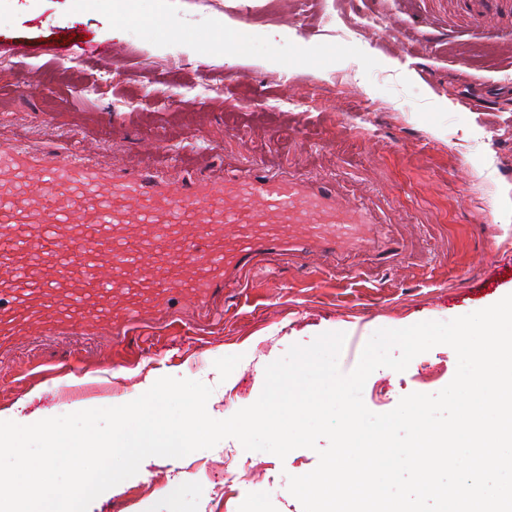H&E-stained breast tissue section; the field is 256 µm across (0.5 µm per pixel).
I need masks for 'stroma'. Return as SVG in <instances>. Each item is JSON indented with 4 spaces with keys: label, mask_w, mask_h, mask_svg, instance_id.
<instances>
[{
    "label": "stroma",
    "mask_w": 512,
    "mask_h": 512,
    "mask_svg": "<svg viewBox=\"0 0 512 512\" xmlns=\"http://www.w3.org/2000/svg\"><path fill=\"white\" fill-rule=\"evenodd\" d=\"M187 2L171 15L161 0H0V126L25 117L36 144L94 137L103 165L146 158L155 140L173 164L205 158L220 173L229 155L332 177L379 208L407 250L388 269L359 253L331 274L288 263L257 273L221 323L181 336L22 341L0 358V409L56 417L77 400L122 405L151 371L212 386L207 411L221 420L258 399L266 366L292 345L345 333L348 373L375 331L448 321L512 290V0ZM221 14L240 23L233 68L211 52ZM114 18L121 37L102 40ZM273 28L283 37L267 38ZM71 32L84 49H111V66L45 51ZM456 367L454 350L435 346L405 371L375 370L363 401L389 412L410 393L439 392ZM240 449L227 438L150 464L91 512H303L287 478L315 469L317 453ZM220 469L233 481L215 483Z\"/></svg>",
    "instance_id": "stroma-1"
}]
</instances>
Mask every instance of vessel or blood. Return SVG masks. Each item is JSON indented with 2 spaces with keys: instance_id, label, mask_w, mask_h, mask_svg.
Segmentation results:
<instances>
[{
  "instance_id": "obj_1",
  "label": "vessel or blood",
  "mask_w": 512,
  "mask_h": 512,
  "mask_svg": "<svg viewBox=\"0 0 512 512\" xmlns=\"http://www.w3.org/2000/svg\"><path fill=\"white\" fill-rule=\"evenodd\" d=\"M335 179L224 160L168 177L154 162L104 167L88 143L33 146L27 126L0 132V349L85 326L116 337L206 322L228 289L286 261L338 265L369 250L390 267L402 244Z\"/></svg>"
}]
</instances>
